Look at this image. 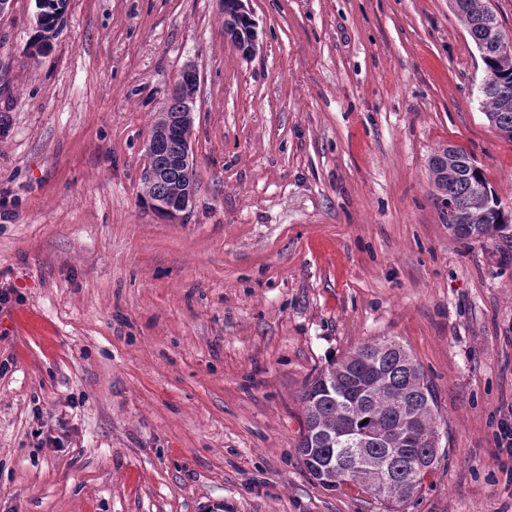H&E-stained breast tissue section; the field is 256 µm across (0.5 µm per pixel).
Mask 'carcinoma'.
<instances>
[{"mask_svg": "<svg viewBox=\"0 0 512 512\" xmlns=\"http://www.w3.org/2000/svg\"><path fill=\"white\" fill-rule=\"evenodd\" d=\"M66 7L67 0H43L33 41L37 49L49 47ZM453 7L485 66L481 96L486 119L512 140V62L498 54L499 21L493 11H482L478 0H453ZM179 147L172 139L154 153V163L165 168V176L145 187L148 199L165 198L185 183L183 169L170 163ZM430 168L441 196L459 204L475 195L485 200L474 218L448 225L457 235L488 236L512 220L466 153L444 148L431 159ZM300 403L298 452L326 489L352 485L390 506L416 496L439 463L434 390L420 366L392 344L366 342L331 361L305 383Z\"/></svg>", "mask_w": 512, "mask_h": 512, "instance_id": "1", "label": "carcinoma"}]
</instances>
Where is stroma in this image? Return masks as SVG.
Here are the masks:
<instances>
[{
  "label": "stroma",
  "instance_id": "obj_1",
  "mask_svg": "<svg viewBox=\"0 0 512 512\" xmlns=\"http://www.w3.org/2000/svg\"><path fill=\"white\" fill-rule=\"evenodd\" d=\"M35 0L0 18V512H512V223L462 238L429 163L472 156L512 216V141L451 0ZM198 74L196 194L144 196ZM367 341L432 382L446 451L385 509L298 451L307 378ZM60 438V447L48 437ZM41 1H43L40 8L41 22L37 24V32L33 41V45L37 46L38 50L49 47L67 7V0ZM173 195L176 200L175 203L163 200L156 205L162 210L169 212L172 218L177 220L182 217V213L187 211L193 202L195 195L194 183L191 181L189 184L176 189ZM497 448L501 458L506 460L502 461L504 466L512 469V416L504 418L499 427L497 435ZM510 464V467L508 466Z\"/></svg>",
  "mask_w": 512,
  "mask_h": 512
}]
</instances>
